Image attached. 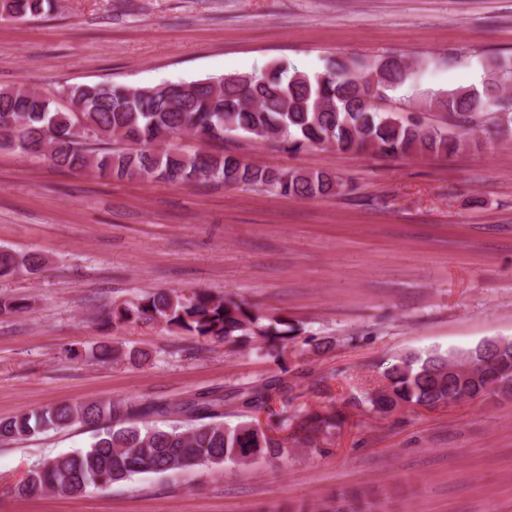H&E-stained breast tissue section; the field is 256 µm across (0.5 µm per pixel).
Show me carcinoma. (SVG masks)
<instances>
[{
  "label": "carcinoma",
  "mask_w": 512,
  "mask_h": 512,
  "mask_svg": "<svg viewBox=\"0 0 512 512\" xmlns=\"http://www.w3.org/2000/svg\"><path fill=\"white\" fill-rule=\"evenodd\" d=\"M57 6V0H0V16L35 17ZM377 82L383 93L404 86L414 90L422 106L448 113L460 128L494 114L500 133L512 136V62L492 58L482 88H458L444 94L416 90V72L403 59L386 56L371 63L344 58L330 60L314 74L281 64L259 75L212 76L187 82L143 86L96 83L63 91L82 106L61 109L53 96L24 85L0 88V123L7 133L0 148L29 154L69 170L97 169L110 178L138 176L181 184L217 179L243 190L260 188L296 198L336 196L345 184L326 172L278 169L247 163L224 150L226 135L279 143L289 149L304 144L336 147L346 153L381 156L442 155L466 145L462 135L445 127L424 126L413 116L400 117L376 108L368 88ZM182 134L201 143L192 152L173 144ZM44 259L34 253L0 249V277L21 269L33 272ZM125 323L163 324L206 341L234 347L240 340L258 343L276 360L287 348L282 334L288 321L265 324L248 304L206 291L185 298L174 291L148 293L114 311ZM331 337L305 341L304 352L325 354L335 348ZM151 353L122 351L105 344L91 357L105 363L123 357L145 363ZM279 376L230 393L207 389L183 399H106L61 402L41 410L0 419V443L75 426L94 428L93 440L80 450L60 454L31 469L15 487V495L46 493L73 496L78 491L104 490L140 473H173L193 466L248 465L259 459L283 460L288 443L258 428L252 414L274 401L289 406L297 396L298 379ZM383 384L358 405L381 417L411 406L431 407L439 400L482 401L512 395V340L500 354L484 343L463 352L425 355L406 352L382 374ZM235 401L241 420L224 424V404ZM291 440L321 450L342 424L336 412L296 410ZM297 512H379L363 490L339 492L328 503Z\"/></svg>",
  "instance_id": "obj_1"
}]
</instances>
